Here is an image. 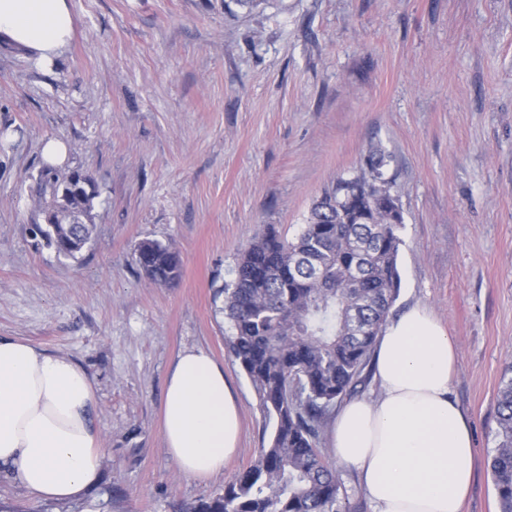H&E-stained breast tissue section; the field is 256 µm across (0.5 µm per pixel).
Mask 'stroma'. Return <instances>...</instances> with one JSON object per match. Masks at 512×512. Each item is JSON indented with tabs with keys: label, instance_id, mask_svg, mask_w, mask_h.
I'll use <instances>...</instances> for the list:
<instances>
[{
	"label": "stroma",
	"instance_id": "35a3bbf8",
	"mask_svg": "<svg viewBox=\"0 0 512 512\" xmlns=\"http://www.w3.org/2000/svg\"><path fill=\"white\" fill-rule=\"evenodd\" d=\"M73 38L50 66L0 45V336L91 375L108 450L82 497L36 499L0 475V512H180L223 493L263 445L251 381L228 353L225 284L275 225L367 150L403 208L399 316L430 310L458 349L450 395L468 414L475 477L463 512H499L487 458L512 365V0H69ZM57 170L95 180V240L59 257L43 223L45 141ZM145 239L181 260L158 287ZM200 348L231 378L238 454L206 480L179 472L161 431L169 367ZM136 263L155 285L170 287L180 277L181 262L171 247L155 240H142L134 250Z\"/></svg>",
	"mask_w": 512,
	"mask_h": 512
}]
</instances>
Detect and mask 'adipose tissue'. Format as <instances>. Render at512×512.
<instances>
[{
	"label": "adipose tissue",
	"mask_w": 512,
	"mask_h": 512,
	"mask_svg": "<svg viewBox=\"0 0 512 512\" xmlns=\"http://www.w3.org/2000/svg\"><path fill=\"white\" fill-rule=\"evenodd\" d=\"M68 0H0V41L52 64L70 43ZM457 350L435 315L413 308L379 336L380 393L343 403L330 427L339 464L354 469L373 512H461L474 480L468 417L450 397ZM94 387L69 357L0 337V471L34 498L70 500L99 479L106 455ZM240 412L224 369L205 350L178 354L162 433L179 471L205 480L239 448Z\"/></svg>",
	"instance_id": "obj_1"
}]
</instances>
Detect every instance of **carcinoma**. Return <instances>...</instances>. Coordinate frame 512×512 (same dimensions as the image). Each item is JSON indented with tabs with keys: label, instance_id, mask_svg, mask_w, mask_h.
Here are the masks:
<instances>
[{
	"label": "carcinoma",
	"instance_id": "cac0c4a2",
	"mask_svg": "<svg viewBox=\"0 0 512 512\" xmlns=\"http://www.w3.org/2000/svg\"><path fill=\"white\" fill-rule=\"evenodd\" d=\"M391 156L372 148L356 174L316 199L301 232L289 240L268 224L242 251L224 286L229 352L251 381L267 444L224 486L189 512H356L335 469L316 448L329 407L365 381L378 336L400 289V200L387 177ZM59 175L41 174L56 202ZM46 245L68 259L93 227L67 237L38 227ZM136 263L155 285L170 287L181 262L171 247L143 240ZM496 446L489 468L500 512H512V367L495 401Z\"/></svg>",
	"mask_w": 512,
	"mask_h": 512
}]
</instances>
